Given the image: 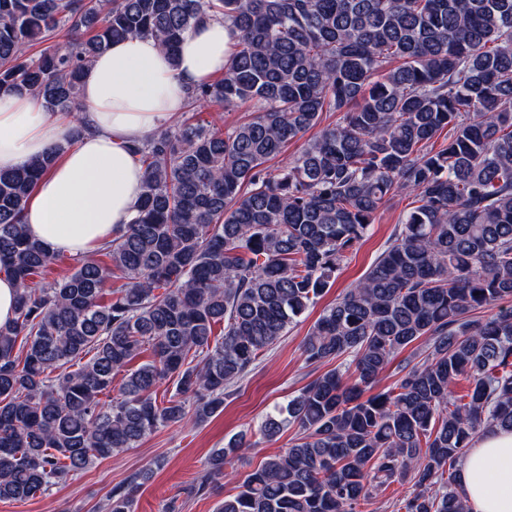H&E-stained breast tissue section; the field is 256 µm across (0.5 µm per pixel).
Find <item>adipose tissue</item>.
Listing matches in <instances>:
<instances>
[{
    "label": "adipose tissue",
    "mask_w": 512,
    "mask_h": 512,
    "mask_svg": "<svg viewBox=\"0 0 512 512\" xmlns=\"http://www.w3.org/2000/svg\"><path fill=\"white\" fill-rule=\"evenodd\" d=\"M231 46L228 25L213 19L198 23L174 57L149 37L113 43L88 67L83 108L72 114L47 111L28 95L0 93V170L65 147L25 204L30 231L78 258L118 237L142 192L133 145L181 111L187 88L223 73ZM459 484L468 512H512V432L493 429L477 439Z\"/></svg>",
    "instance_id": "1"
}]
</instances>
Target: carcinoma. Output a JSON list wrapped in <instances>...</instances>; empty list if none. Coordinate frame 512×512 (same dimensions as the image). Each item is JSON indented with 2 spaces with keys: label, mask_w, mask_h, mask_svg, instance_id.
Returning a JSON list of instances; mask_svg holds the SVG:
<instances>
[{
  "label": "carcinoma",
  "mask_w": 512,
  "mask_h": 512,
  "mask_svg": "<svg viewBox=\"0 0 512 512\" xmlns=\"http://www.w3.org/2000/svg\"><path fill=\"white\" fill-rule=\"evenodd\" d=\"M204 18L229 23L232 52L185 108L250 115L224 129L186 121L134 147L143 191L100 248L108 261L36 280L58 253L22 212L64 146L0 171V273L19 282L0 326V501L221 412L405 194L385 250L304 339L305 363L349 362L265 417L264 435L294 427V442L216 512H362L407 479L416 490L394 512H466L467 449L512 430V0H0V90L76 111L85 68L112 42L151 37L174 56ZM60 35L65 45L30 52ZM326 112L341 117L323 126ZM421 338L424 360L365 396ZM147 346L151 359L128 368ZM118 373L119 396L103 400ZM167 381L175 392L160 401ZM244 447L240 435L215 449L199 489L233 476ZM139 486L112 490L107 512H132Z\"/></svg>",
  "instance_id": "1"
}]
</instances>
